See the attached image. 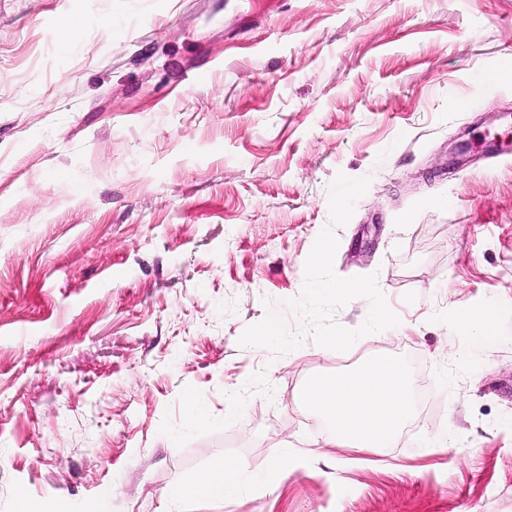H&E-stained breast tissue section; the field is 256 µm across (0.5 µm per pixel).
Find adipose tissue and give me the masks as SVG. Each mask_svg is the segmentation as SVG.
Here are the masks:
<instances>
[{
    "instance_id": "1",
    "label": "adipose tissue",
    "mask_w": 512,
    "mask_h": 512,
    "mask_svg": "<svg viewBox=\"0 0 512 512\" xmlns=\"http://www.w3.org/2000/svg\"><path fill=\"white\" fill-rule=\"evenodd\" d=\"M300 399L328 424L327 447L362 451L389 448L413 411L408 383L393 361L381 358L345 376L310 383ZM237 461L218 459L205 480L179 489L178 499H221L242 479Z\"/></svg>"
}]
</instances>
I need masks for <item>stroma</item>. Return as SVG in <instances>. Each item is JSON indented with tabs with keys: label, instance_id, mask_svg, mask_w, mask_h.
I'll return each mask as SVG.
<instances>
[{
	"label": "stroma",
	"instance_id": "35a3bbf8",
	"mask_svg": "<svg viewBox=\"0 0 512 512\" xmlns=\"http://www.w3.org/2000/svg\"><path fill=\"white\" fill-rule=\"evenodd\" d=\"M504 111L512 0H0V512H512ZM375 357L398 446L324 447ZM300 399L328 423L329 448H391L413 411L406 379L396 363L384 358L345 376L318 379ZM243 465L229 459H218L209 469L203 481H197L188 488H180L173 499L209 498L223 499L242 479Z\"/></svg>",
	"mask_w": 512,
	"mask_h": 512
}]
</instances>
